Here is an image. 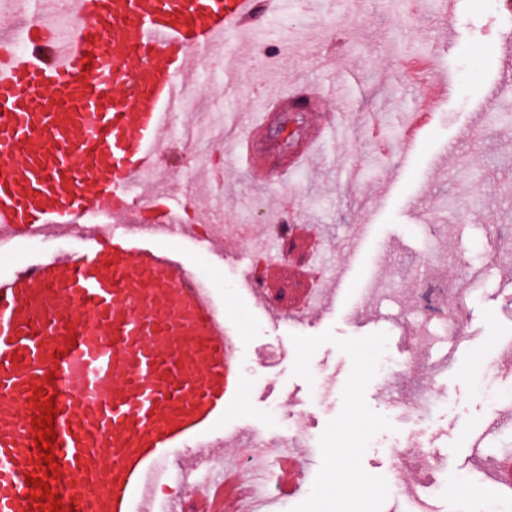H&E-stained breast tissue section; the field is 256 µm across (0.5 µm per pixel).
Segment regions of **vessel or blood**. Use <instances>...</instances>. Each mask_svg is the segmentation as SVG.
Instances as JSON below:
<instances>
[{
	"instance_id": "b4317fda",
	"label": "vessel or blood",
	"mask_w": 512,
	"mask_h": 512,
	"mask_svg": "<svg viewBox=\"0 0 512 512\" xmlns=\"http://www.w3.org/2000/svg\"><path fill=\"white\" fill-rule=\"evenodd\" d=\"M0 40V249L20 237H64L102 206L110 231H88L83 254L51 255L0 278V512H151L159 479L189 445L207 446L238 402L240 339L226 329L207 283L156 235L188 239L175 218L138 222L162 147L186 123L188 93L207 63L223 64L233 100L232 49L260 36L258 9L285 0H31ZM67 15L71 24L57 29ZM239 139L254 182H280L304 153L272 167L254 137L293 102L264 89ZM268 308L300 311L309 288L281 296L260 282ZM55 402L52 465L32 420ZM43 486L28 484V477Z\"/></svg>"
}]
</instances>
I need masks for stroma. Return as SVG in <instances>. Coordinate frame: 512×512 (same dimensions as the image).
Returning a JSON list of instances; mask_svg holds the SVG:
<instances>
[{
  "mask_svg": "<svg viewBox=\"0 0 512 512\" xmlns=\"http://www.w3.org/2000/svg\"><path fill=\"white\" fill-rule=\"evenodd\" d=\"M311 9L300 0L281 16L257 13L264 36L246 41L237 61L233 108L253 111L267 80L295 91L298 105L277 111L260 136V150L274 162L296 151L295 135L340 122L344 132L325 143L318 176L289 170L268 203L221 125L200 146L211 185L191 221L219 220L224 254H210L202 239L180 251L190 264L207 255L199 272L220 282L224 323L240 338L241 398L218 428L223 452L269 434L283 447L309 448V476L293 492L277 491V512H409L396 491L419 493L428 480L427 446L451 465L434 512H512V496L488 476L512 455V431L491 430L488 415L491 397L512 400V374L500 368L501 340L512 336V262L493 258L512 248V88L501 83L502 70L512 69V0H455L452 18L420 10L402 28L390 0H344L313 25L305 21ZM428 52L447 92L428 104L435 118L410 144L400 119L420 92L399 71L406 54ZM328 89L334 103L305 108ZM373 114L391 147L384 155L365 133ZM280 221L303 234L318 225L316 240L332 259L323 305L292 318L247 291L248 273L269 270L256 267L254 241L236 232L250 224L266 235ZM470 278L477 285L457 316L465 336L456 340L417 299L427 284L452 295ZM415 360L450 397L422 433L389 400L420 377H393L391 364ZM292 416L301 420L294 430ZM482 432L484 447L473 449ZM397 449L408 461L398 473ZM346 471L353 487L336 488Z\"/></svg>",
  "mask_w": 512,
  "mask_h": 512,
  "instance_id": "obj_1",
  "label": "stroma"
}]
</instances>
